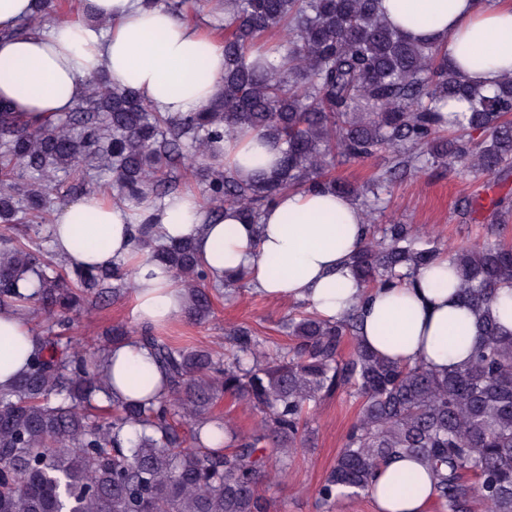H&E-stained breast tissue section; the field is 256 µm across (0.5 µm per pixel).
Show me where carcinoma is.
<instances>
[{
    "instance_id": "carcinoma-1",
    "label": "carcinoma",
    "mask_w": 512,
    "mask_h": 512,
    "mask_svg": "<svg viewBox=\"0 0 512 512\" xmlns=\"http://www.w3.org/2000/svg\"><path fill=\"white\" fill-rule=\"evenodd\" d=\"M177 16L187 0H143ZM380 0H224L216 29L224 40L219 97L191 112H157L104 73L71 112L27 119L0 103V307L28 319L44 314L54 336L25 371L0 386V512H270L260 484L285 473L311 439L310 405L338 391L362 399L359 417L320 484V502L369 494L377 466L396 455L421 457L434 474L444 512H512V330L494 315L512 289V246L484 244L448 252L459 297L477 316L469 364L437 374L419 363L386 360L361 345L359 316L315 312L288 319L295 344L270 354L248 327L228 334L224 356L177 347L153 330L112 328L95 352L63 341L66 312L89 298H117L134 287L128 271L70 267L60 275L49 241L52 197L76 198L88 180L116 202L161 201L187 180L205 187L212 220L236 208L257 222L283 192L330 189L386 208L382 187L431 165L487 174L512 171V77L490 94L470 87L432 43L391 28ZM52 0H33L31 16L6 37L47 22ZM278 35L272 59L250 60ZM470 109L447 128L448 101ZM245 131L281 152L280 168L241 179L217 147ZM390 155L385 177L358 188L331 174L336 158ZM135 249L163 266L187 295L183 317L213 313L214 286L190 239L157 244L138 230ZM444 253L408 224L368 235L349 261L364 288L409 278ZM353 348L344 353L345 340ZM134 341L164 374L158 397L120 401L102 369L112 347ZM261 414L249 433L214 425L224 396Z\"/></svg>"
}]
</instances>
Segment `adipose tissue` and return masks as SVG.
Instances as JSON below:
<instances>
[{
  "label": "adipose tissue",
  "mask_w": 512,
  "mask_h": 512,
  "mask_svg": "<svg viewBox=\"0 0 512 512\" xmlns=\"http://www.w3.org/2000/svg\"><path fill=\"white\" fill-rule=\"evenodd\" d=\"M80 3L79 15L0 43L1 102L41 118L69 112L101 71L161 112H186L219 96L222 39L142 0ZM380 9L409 39L445 47L449 65L470 86L489 93L512 76V0H381ZM280 160L279 148L255 134L224 142L225 165L244 179L276 170ZM145 220L153 237L190 238L214 281L241 274L267 297L306 301L326 318L358 307L359 340L381 357L421 362L439 374L470 358L476 318L456 293L447 259L369 291L351 276L346 259L366 230L346 195L285 193L257 224L233 208L210 220L190 192L136 207L97 194L58 207L55 252L72 266L124 265L133 274L138 320L156 326L179 316L186 297L170 274L134 253V226ZM36 347L27 317L0 309V385L22 373ZM106 375L111 392L125 400L160 390L149 351L132 342L113 349ZM371 498L375 512H431V472L415 458L389 459L374 474Z\"/></svg>",
  "instance_id": "1"
}]
</instances>
